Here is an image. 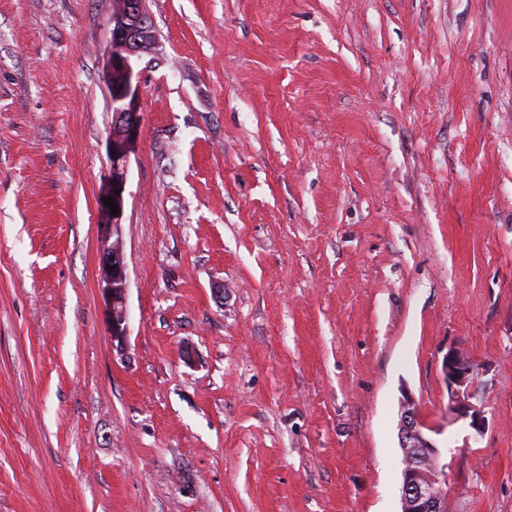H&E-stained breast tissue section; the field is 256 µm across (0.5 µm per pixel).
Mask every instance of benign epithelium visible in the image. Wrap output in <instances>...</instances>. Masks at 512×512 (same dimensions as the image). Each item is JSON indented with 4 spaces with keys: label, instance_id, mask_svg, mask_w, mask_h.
I'll return each mask as SVG.
<instances>
[{
    "label": "benign epithelium",
    "instance_id": "obj_1",
    "mask_svg": "<svg viewBox=\"0 0 512 512\" xmlns=\"http://www.w3.org/2000/svg\"><path fill=\"white\" fill-rule=\"evenodd\" d=\"M150 22L145 0H122L112 14V37L105 51L106 79L114 112L110 132L112 171L120 178L112 182L109 197L118 205V214L108 206L101 210L110 218L101 235L103 294L107 300V327L112 346L123 349L127 327V267L119 240L114 238L124 210L123 196L116 190L124 187L131 153L141 122L138 110L139 86L133 83L138 62L144 56L143 32ZM443 373L448 389V413L455 420L469 421L477 435L484 433L485 412L472 402L471 387L478 368L460 345L448 347L443 358ZM419 409L407 396L401 402L399 442L402 451V488L400 512H443L447 496V464L436 441L424 432Z\"/></svg>",
    "mask_w": 512,
    "mask_h": 512
}]
</instances>
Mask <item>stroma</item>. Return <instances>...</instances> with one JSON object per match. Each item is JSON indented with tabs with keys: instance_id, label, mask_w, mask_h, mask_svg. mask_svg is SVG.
Instances as JSON below:
<instances>
[{
	"instance_id": "1",
	"label": "stroma",
	"mask_w": 512,
	"mask_h": 512,
	"mask_svg": "<svg viewBox=\"0 0 512 512\" xmlns=\"http://www.w3.org/2000/svg\"><path fill=\"white\" fill-rule=\"evenodd\" d=\"M146 5L119 351L112 0H0V512H400L407 395L512 512V0ZM443 373L448 389V413L454 420H468L475 434L482 435L486 427L485 412L471 401L477 365L462 346L453 345L443 358Z\"/></svg>"
}]
</instances>
